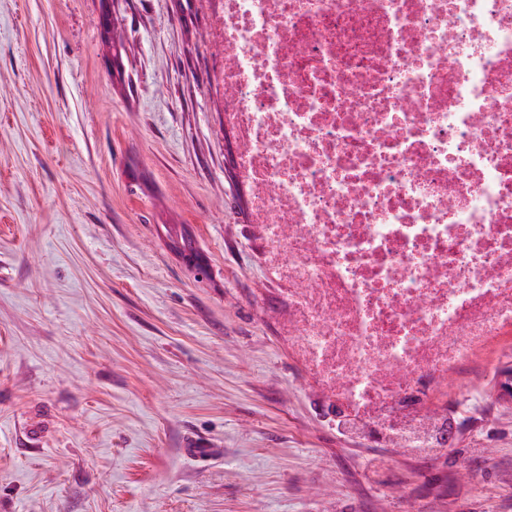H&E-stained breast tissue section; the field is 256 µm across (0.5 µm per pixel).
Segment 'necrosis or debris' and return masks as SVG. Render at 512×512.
I'll list each match as a JSON object with an SVG mask.
<instances>
[{
    "label": "necrosis or debris",
    "mask_w": 512,
    "mask_h": 512,
    "mask_svg": "<svg viewBox=\"0 0 512 512\" xmlns=\"http://www.w3.org/2000/svg\"><path fill=\"white\" fill-rule=\"evenodd\" d=\"M280 337L343 433L431 457L512 333V0H203Z\"/></svg>",
    "instance_id": "necrosis-or-debris-1"
}]
</instances>
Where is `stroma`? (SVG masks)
Returning a JSON list of instances; mask_svg holds the SVG:
<instances>
[{
  "instance_id": "obj_1",
  "label": "stroma",
  "mask_w": 512,
  "mask_h": 512,
  "mask_svg": "<svg viewBox=\"0 0 512 512\" xmlns=\"http://www.w3.org/2000/svg\"><path fill=\"white\" fill-rule=\"evenodd\" d=\"M210 24L201 0H0V512H512V334L439 396L433 458L339 435L291 360Z\"/></svg>"
}]
</instances>
